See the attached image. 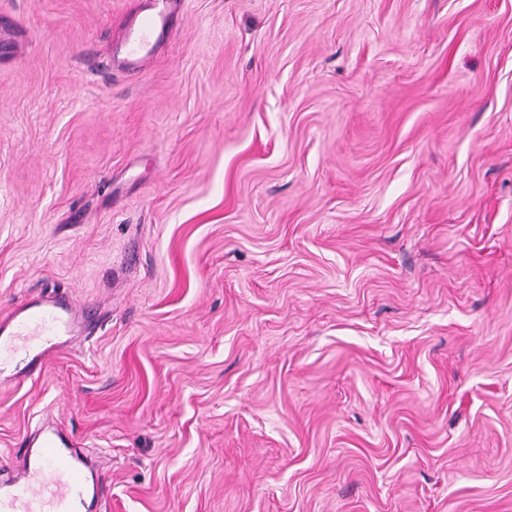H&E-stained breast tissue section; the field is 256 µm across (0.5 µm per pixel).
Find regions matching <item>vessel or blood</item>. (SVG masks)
Listing matches in <instances>:
<instances>
[{
	"label": "vessel or blood",
	"mask_w": 512,
	"mask_h": 512,
	"mask_svg": "<svg viewBox=\"0 0 512 512\" xmlns=\"http://www.w3.org/2000/svg\"><path fill=\"white\" fill-rule=\"evenodd\" d=\"M170 0H150L128 22L124 65L144 69L158 43L171 30ZM80 306L71 299L46 297L26 303L0 319V386L39 376L45 360L83 323ZM25 355L23 370L11 363ZM90 483L87 469L72 450L69 437L53 427L41 428L31 458L8 479L0 478V512H81L89 497L105 495Z\"/></svg>",
	"instance_id": "b4317fda"
}]
</instances>
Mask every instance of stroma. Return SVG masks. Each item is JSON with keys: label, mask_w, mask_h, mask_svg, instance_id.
Wrapping results in <instances>:
<instances>
[{"label": "stroma", "mask_w": 512, "mask_h": 512, "mask_svg": "<svg viewBox=\"0 0 512 512\" xmlns=\"http://www.w3.org/2000/svg\"><path fill=\"white\" fill-rule=\"evenodd\" d=\"M0 0V318L89 309L0 388L91 512H512V0ZM170 1L150 0L127 23L123 63L128 69H144L153 60L158 43L170 33Z\"/></svg>", "instance_id": "35a3bbf8"}]
</instances>
